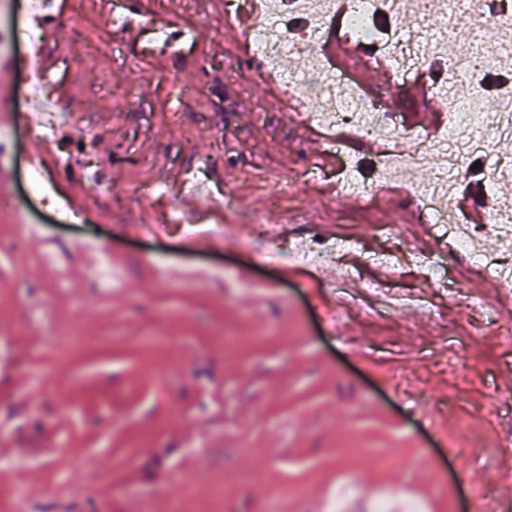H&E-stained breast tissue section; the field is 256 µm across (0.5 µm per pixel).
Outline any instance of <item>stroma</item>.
Masks as SVG:
<instances>
[{
  "label": "stroma",
  "mask_w": 512,
  "mask_h": 512,
  "mask_svg": "<svg viewBox=\"0 0 512 512\" xmlns=\"http://www.w3.org/2000/svg\"><path fill=\"white\" fill-rule=\"evenodd\" d=\"M52 0L42 45L60 105L52 147L29 138L25 104L29 5L0 6V512H382L383 497L422 512H470L476 496L512 499V301L492 279L447 252L456 278L437 287L404 257L385 287L421 294L397 316L344 311L337 335L329 272L290 259L264 266L239 250L240 224L287 239L315 233L355 245L370 227L397 224L383 251L425 248L414 204L381 188L374 155L357 145L358 189L280 179L315 167L321 138H303L277 88L247 84L250 50L227 27L224 0H139L149 24L197 37L154 47L83 20L111 13ZM84 27L85 38L73 37ZM113 43L89 56L86 41ZM201 96L182 99L178 84ZM371 90L436 136L447 87L410 95L398 75ZM486 164L512 161V130L464 133ZM83 214L63 221L29 192V160ZM214 200L188 233L170 219ZM454 209L479 230L474 208L503 210L502 187L457 184ZM151 224L155 233H138ZM107 248L120 287L99 283L86 248ZM221 266L253 281L236 291L198 285L187 267ZM237 337L228 347L225 335ZM466 451L458 462L453 449Z\"/></svg>",
  "instance_id": "stroma-1"
}]
</instances>
